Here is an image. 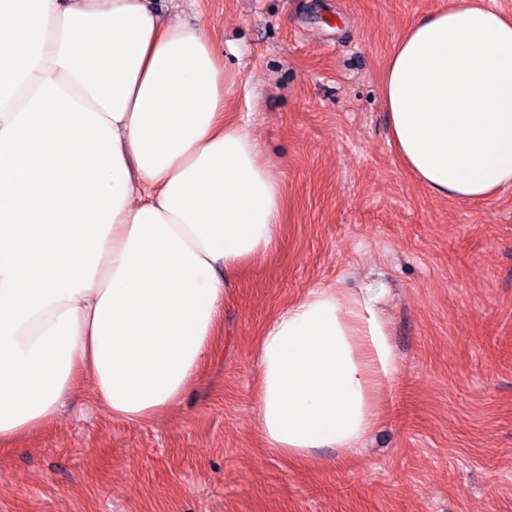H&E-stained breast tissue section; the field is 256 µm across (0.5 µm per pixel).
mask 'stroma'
I'll return each mask as SVG.
<instances>
[{"label":"stroma","instance_id":"1","mask_svg":"<svg viewBox=\"0 0 512 512\" xmlns=\"http://www.w3.org/2000/svg\"><path fill=\"white\" fill-rule=\"evenodd\" d=\"M448 0H148L209 33L284 189L276 246L224 292V334L179 406L109 415L82 383L0 450V512H512V188L433 193L390 143L380 82ZM380 291L398 371L332 467L267 447L257 343L313 288Z\"/></svg>","mask_w":512,"mask_h":512}]
</instances>
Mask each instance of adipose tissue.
Returning <instances> with one entry per match:
<instances>
[{
    "instance_id": "ef3b65f1",
    "label": "adipose tissue",
    "mask_w": 512,
    "mask_h": 512,
    "mask_svg": "<svg viewBox=\"0 0 512 512\" xmlns=\"http://www.w3.org/2000/svg\"><path fill=\"white\" fill-rule=\"evenodd\" d=\"M198 27L147 0H0V447L89 377L130 421L180 403L224 288L275 244L283 186ZM396 154L459 201L512 187V15L448 0L394 45ZM257 425L300 460L349 454L398 365L372 289L315 288L265 328Z\"/></svg>"
}]
</instances>
